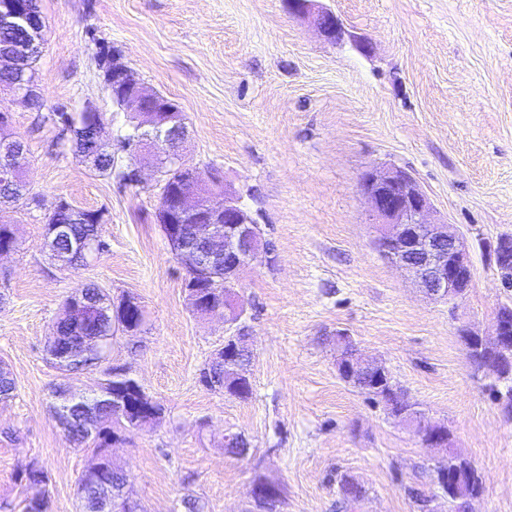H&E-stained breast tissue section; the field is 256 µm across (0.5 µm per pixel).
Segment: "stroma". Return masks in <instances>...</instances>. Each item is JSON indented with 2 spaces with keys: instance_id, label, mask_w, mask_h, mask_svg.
Segmentation results:
<instances>
[{
  "instance_id": "35a3bbf8",
  "label": "stroma",
  "mask_w": 512,
  "mask_h": 512,
  "mask_svg": "<svg viewBox=\"0 0 512 512\" xmlns=\"http://www.w3.org/2000/svg\"><path fill=\"white\" fill-rule=\"evenodd\" d=\"M354 35L323 40L285 0H41L48 22L37 83L46 107L103 113L107 136L124 133L94 59L96 41L120 48L150 87L177 100L188 155L217 167L274 245L237 290L254 360L241 400L206 388L199 373L224 341L222 318L189 308L186 271L154 221L153 175L126 185L93 171L48 123L12 104L13 133L42 206L1 214L18 245L0 259V362L15 379L0 402V499L33 461L50 476L48 512H76L77 481L95 459L73 447L51 389L91 394L100 370L71 375L46 354L63 301L85 282L129 294L143 332L117 336L105 363L127 367L166 413L110 450L145 512H182L186 495L206 512H249L257 480L282 483L277 512H337L339 478L366 487L355 512H418L439 456L384 403L344 383L336 333L381 362L410 401L447 425L483 479L476 512H512V413L470 361L462 326L488 333L512 301L496 267L512 236V0H320ZM410 172L437 219L467 240L473 281L456 307L423 296L380 256L358 190L376 166ZM100 212L105 252L64 269L43 248L58 199ZM234 430L249 456L224 450Z\"/></svg>"
}]
</instances>
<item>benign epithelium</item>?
I'll return each instance as SVG.
<instances>
[{
  "label": "benign epithelium",
  "instance_id": "1",
  "mask_svg": "<svg viewBox=\"0 0 512 512\" xmlns=\"http://www.w3.org/2000/svg\"><path fill=\"white\" fill-rule=\"evenodd\" d=\"M315 0H287L288 9L299 15H312L319 34L338 44L354 39L336 14L314 7ZM24 20L23 4L18 0H0V27L8 28ZM112 59V82H126L131 90L121 100V109L138 119L136 134L124 147L138 158L129 168V179L140 183L143 170L149 168L159 185L157 213L163 216L166 240H176L181 250H172L182 266H221L224 269V305L226 336L233 340L213 352L220 358L249 343L250 334L242 322L244 309L238 305L236 288L245 270L271 255L264 230L253 218L242 196L223 186L219 172L202 171L187 157V127L180 109L163 102L164 96L147 87L138 73L120 55L107 49L97 54L96 61ZM33 95L29 81L0 86V111L7 112V102L28 104ZM23 147L4 150L0 154V180L10 178L23 169ZM184 174L176 213L165 203L167 184L173 174ZM359 192L369 204V215L375 224L378 252L393 266L405 272L430 300L455 304L468 293L473 268L465 238L451 225L435 218L434 207L427 194L411 174L396 166H380L366 170L359 180ZM196 226L197 237L205 243V251H197L185 240L183 225ZM495 263L502 272L512 271V239L499 241ZM464 336L479 351L490 346L495 351L494 370L503 376L512 374V308L503 305L495 313L493 332L481 335L466 331ZM351 372L370 371L384 378L386 368L376 360L360 359L348 364Z\"/></svg>",
  "mask_w": 512,
  "mask_h": 512
}]
</instances>
